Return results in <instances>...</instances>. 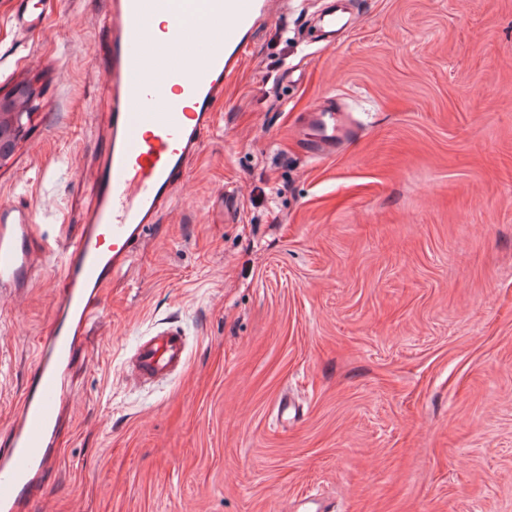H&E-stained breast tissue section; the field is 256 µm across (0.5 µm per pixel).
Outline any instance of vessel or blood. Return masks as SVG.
Wrapping results in <instances>:
<instances>
[{
  "mask_svg": "<svg viewBox=\"0 0 512 512\" xmlns=\"http://www.w3.org/2000/svg\"><path fill=\"white\" fill-rule=\"evenodd\" d=\"M271 0H110L105 76L112 91L109 149L98 170L96 204L79 239L61 253L54 327L38 348L10 440L0 448V512H25L56 473L65 422L67 376L83 339L106 303L112 274L128 261L156 221L174 185L214 127L233 54ZM164 28H156V19ZM321 149L336 144L343 118L311 111ZM31 209L0 203V291L24 294L45 252ZM183 334L164 328L142 337L127 375L147 385L180 372Z\"/></svg>",
  "mask_w": 512,
  "mask_h": 512,
  "instance_id": "obj_1",
  "label": "vessel or blood"
}]
</instances>
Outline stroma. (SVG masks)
Returning <instances> with one entry per match:
<instances>
[{
  "instance_id": "35a3bbf8",
  "label": "stroma",
  "mask_w": 512,
  "mask_h": 512,
  "mask_svg": "<svg viewBox=\"0 0 512 512\" xmlns=\"http://www.w3.org/2000/svg\"><path fill=\"white\" fill-rule=\"evenodd\" d=\"M279 0L69 376L46 499L28 512H512V0ZM0 0V94L34 84L0 201L48 252L0 304V444L59 259L109 143L108 0ZM349 130L324 153L308 114ZM186 336L171 379L130 385L137 337ZM292 405L287 423L277 407Z\"/></svg>"
}]
</instances>
